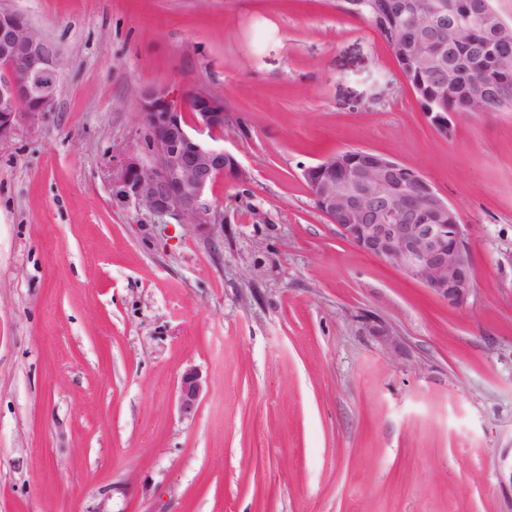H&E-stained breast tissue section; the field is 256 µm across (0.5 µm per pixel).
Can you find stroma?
<instances>
[{
  "instance_id": "stroma-1",
  "label": "stroma",
  "mask_w": 512,
  "mask_h": 512,
  "mask_svg": "<svg viewBox=\"0 0 512 512\" xmlns=\"http://www.w3.org/2000/svg\"><path fill=\"white\" fill-rule=\"evenodd\" d=\"M7 5L63 67L0 142V512H512V112L441 138L337 0ZM184 86L223 98L244 172L206 234L107 182L142 92ZM360 148L458 209L466 305L315 208L304 169ZM206 388V381L198 371L186 372L177 388L178 409L183 416L192 415Z\"/></svg>"
}]
</instances>
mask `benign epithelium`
<instances>
[{
	"instance_id": "benign-epithelium-1",
	"label": "benign epithelium",
	"mask_w": 512,
	"mask_h": 512,
	"mask_svg": "<svg viewBox=\"0 0 512 512\" xmlns=\"http://www.w3.org/2000/svg\"><path fill=\"white\" fill-rule=\"evenodd\" d=\"M451 23H446L448 15ZM393 35L392 53L408 83L426 90L431 127L449 139L456 119L489 113L493 98L512 95V64L494 52L466 69H446L452 47L466 61L472 42L462 33L488 29L494 39L512 42V22L488 0H432L422 14L413 0L397 6L382 0L370 18ZM62 73L56 47L21 14L0 6V141L22 115L36 118L53 109ZM454 107L441 111L448 99ZM137 119L146 154L134 151L112 160V201L144 209L163 220L203 233L223 223L208 203L219 179H238L235 157L215 145L229 119L224 99L198 87L144 91ZM318 211L361 251L399 269L408 279L460 307L474 292V270L461 216L417 169L363 149L340 150L303 170ZM206 388L202 374L186 372L177 388L178 409L192 415Z\"/></svg>"
}]
</instances>
